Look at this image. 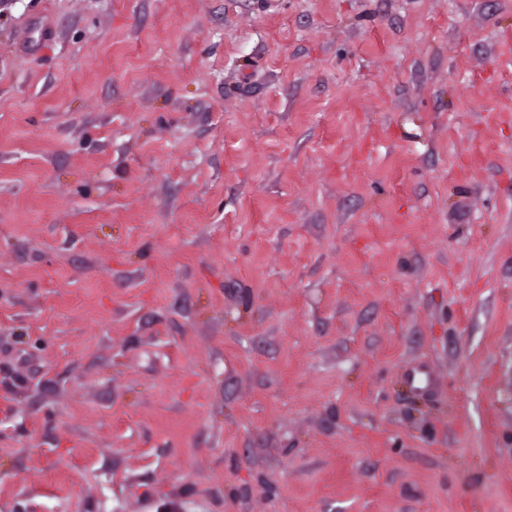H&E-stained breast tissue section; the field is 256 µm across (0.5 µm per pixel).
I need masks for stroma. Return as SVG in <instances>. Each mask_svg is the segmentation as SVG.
<instances>
[{"instance_id":"35a3bbf8","label":"stroma","mask_w":512,"mask_h":512,"mask_svg":"<svg viewBox=\"0 0 512 512\" xmlns=\"http://www.w3.org/2000/svg\"><path fill=\"white\" fill-rule=\"evenodd\" d=\"M0 512H512V0H0Z\"/></svg>"}]
</instances>
